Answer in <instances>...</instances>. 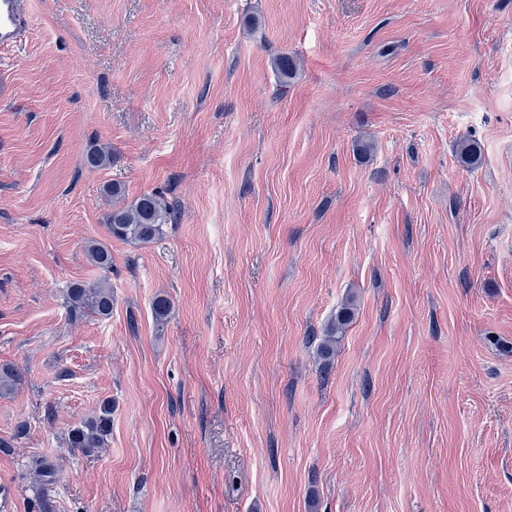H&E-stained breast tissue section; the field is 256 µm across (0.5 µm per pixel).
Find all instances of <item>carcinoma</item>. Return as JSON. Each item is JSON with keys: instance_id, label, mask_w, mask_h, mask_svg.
<instances>
[{"instance_id": "carcinoma-1", "label": "carcinoma", "mask_w": 512, "mask_h": 512, "mask_svg": "<svg viewBox=\"0 0 512 512\" xmlns=\"http://www.w3.org/2000/svg\"><path fill=\"white\" fill-rule=\"evenodd\" d=\"M85 165L101 169L112 165V146L92 142L85 153ZM103 195L112 202L104 217L110 237L134 244H148L164 234V227L171 221L172 206L160 192L144 193L126 202L125 187L112 182L103 187ZM85 254L91 265L104 273L112 269L109 248L96 239L85 245ZM65 304L74 319L93 316L108 318L112 315V284L104 276L92 283H72L65 291ZM350 320L349 312L342 310L336 315L328 335L318 346L319 356L327 361L335 349L336 334L344 331ZM23 382V373L14 365L0 367V395L14 392ZM112 434V403H102L92 415L81 419L68 432V446L78 453L92 457L108 446Z\"/></svg>"}]
</instances>
